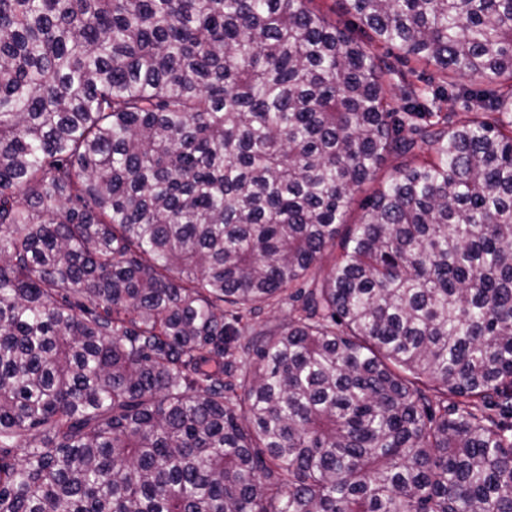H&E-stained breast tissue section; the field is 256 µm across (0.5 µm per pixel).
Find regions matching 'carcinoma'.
Wrapping results in <instances>:
<instances>
[{
	"mask_svg": "<svg viewBox=\"0 0 512 512\" xmlns=\"http://www.w3.org/2000/svg\"><path fill=\"white\" fill-rule=\"evenodd\" d=\"M312 3L0 0V512H512V0ZM347 0H314L312 7L324 12L336 26L341 29L352 31L354 36L360 41L370 45L372 52L391 66L396 73L407 74L410 68L416 69V74L409 76L410 79L419 87H433L439 85L438 76L431 65L417 63L413 60L408 63L399 57L396 50L382 44L371 41V31L362 26L355 14L349 10ZM401 162H403L402 159L386 157V159L379 165L373 179L363 185L362 189L356 193L354 202L345 218L344 230L350 225L358 223L363 213V209L361 207L365 198L372 195L375 191L385 185V183L395 173L396 167H399L402 164Z\"/></svg>",
	"mask_w": 512,
	"mask_h": 512,
	"instance_id": "obj_1",
	"label": "carcinoma"
}]
</instances>
